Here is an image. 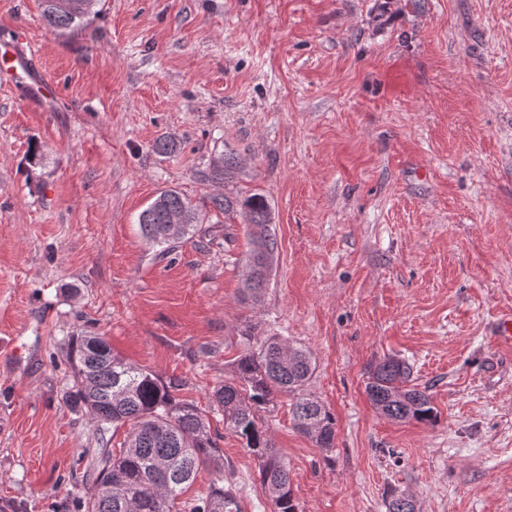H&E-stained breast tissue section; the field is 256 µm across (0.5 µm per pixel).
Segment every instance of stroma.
Instances as JSON below:
<instances>
[{"label": "stroma", "instance_id": "35a3bbf8", "mask_svg": "<svg viewBox=\"0 0 512 512\" xmlns=\"http://www.w3.org/2000/svg\"><path fill=\"white\" fill-rule=\"evenodd\" d=\"M55 32L39 0H0V45L52 97L0 72V512H85L99 430L66 398L74 337L163 381L221 433L241 512H270L216 387L244 325L310 350L305 388L334 448L258 414L299 512H512V0H99ZM178 148L153 149L161 136ZM42 160L31 166L30 151ZM244 162L211 181L221 156ZM165 189L204 231L162 254L137 218ZM263 193L278 240L243 302L248 230L216 196ZM394 356L435 424L369 402Z\"/></svg>", "mask_w": 512, "mask_h": 512}]
</instances>
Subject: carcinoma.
<instances>
[{
    "label": "carcinoma",
    "mask_w": 512,
    "mask_h": 512,
    "mask_svg": "<svg viewBox=\"0 0 512 512\" xmlns=\"http://www.w3.org/2000/svg\"><path fill=\"white\" fill-rule=\"evenodd\" d=\"M46 24L55 31H69L87 21L98 0H41ZM241 161L220 158L210 177L231 178ZM213 206L224 214V223L237 218L247 225L251 273L246 275L242 299L257 304L267 287L276 256L277 239L271 233V210L260 193L216 197ZM180 213L183 224L172 232L169 216ZM198 209L179 191L166 189L137 219L147 241L164 247L163 253L198 231ZM240 335L252 348L234 360L235 379L215 391L217 410L224 427L255 457L258 475L273 512H298L288 467L257 421V412L278 393L297 395L292 404L295 428L317 447H334V416L317 398L302 393L316 370L312 354L281 336H256L247 325ZM74 392L99 426L102 444L97 458L95 490L88 512H241L232 484L224 483V450L212 434L206 416L191 403L179 402L180 384L163 382L151 372L112 352L105 337L79 336L71 358ZM366 395L377 410L395 421L433 423L438 411L426 391L412 383L411 368L393 357L378 363L365 384ZM126 428L118 451L107 448L109 429ZM212 466L218 477L206 494L193 500L179 497L196 479L199 469Z\"/></svg>",
    "instance_id": "obj_1"
}]
</instances>
